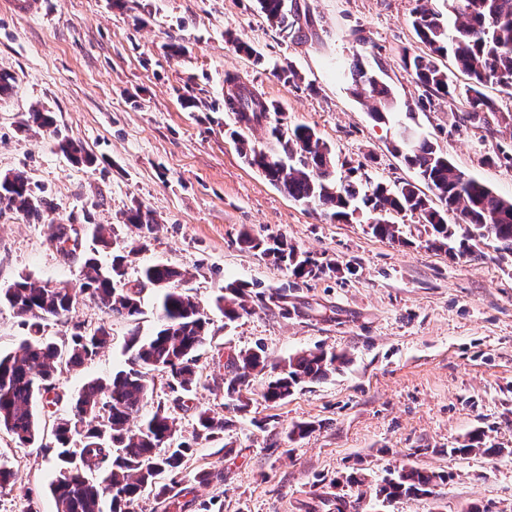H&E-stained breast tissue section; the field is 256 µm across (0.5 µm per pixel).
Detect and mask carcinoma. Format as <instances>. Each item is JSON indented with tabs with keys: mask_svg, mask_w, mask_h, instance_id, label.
Segmentation results:
<instances>
[{
	"mask_svg": "<svg viewBox=\"0 0 512 512\" xmlns=\"http://www.w3.org/2000/svg\"><path fill=\"white\" fill-rule=\"evenodd\" d=\"M257 2L261 12L281 31L286 33L299 23V9L289 8L288 0ZM448 11L454 16L451 36L432 0H416L412 25L429 53L406 55L404 63L429 102L434 97L451 96L457 90L451 75L438 64L439 58L452 55L457 70L468 79L465 97L469 117L479 120L485 112L499 111L483 92L487 83L512 88V0H448ZM349 73L352 93L369 95L376 102L371 111L373 118L386 120L392 103L389 87L358 63ZM224 83V107L235 115L236 123L250 128L262 124L269 113L277 111L274 104L256 94L238 76L228 74ZM271 136L277 142V150L257 149L241 138V153L272 184L308 207L339 221H349L359 210L355 205L359 199L372 212L386 207L390 212L419 214L434 232L430 245L435 249L448 247V241L456 237L458 253L472 256L483 240L492 238L501 244V250L512 254V199L500 197L484 183L466 176L424 138L401 142L402 154L404 161L435 192L442 204L440 208L412 183L394 188L378 183L370 193L358 197L353 182L332 177L334 156L308 126L291 130L274 126ZM0 209L15 210L39 220L51 205L18 172L0 179ZM450 211L456 213L459 223L448 224ZM128 220L147 234L156 228L151 214L139 209ZM370 228L377 237L400 240L398 224L378 218ZM50 230L64 256L76 255L77 245L67 248L71 236L66 225L52 224ZM95 240L104 248H112V261L103 266L97 258L86 257L79 287L42 286L24 278L0 291V303L9 304L25 323L37 330L50 318L68 315L83 295L109 315L135 318L143 313L142 289L153 288L158 293L159 326L155 334L148 338L132 335L125 345L127 368L106 379L88 382L75 399L71 413L53 425L54 443L49 450L57 465L51 483L55 512H103L105 495L110 497V512H132L133 503L147 488L157 500L170 505L176 497L177 481L161 483L159 477L178 476L192 445L177 437L174 421L162 406L137 424L132 426L130 422L138 417L153 394L147 378L150 372L166 373L168 386L174 392L189 393L196 389V351L206 340L207 318L188 294L184 274L169 264L143 267L136 290L120 288L134 249L111 247L113 229L104 225L96 227ZM241 243L285 264L296 279L336 270L330 263L320 264L297 252L280 238L264 242L246 236ZM224 290L216 305L224 312V318L233 321L248 311L249 293L237 283L227 284ZM111 341L110 329L103 324L90 330L77 325L70 339L60 345L42 336H32L16 352L0 355V430L12 434L23 446L39 440L37 404L53 403L51 393L59 383L58 368L93 360ZM337 361L339 357L323 350L292 357L269 381L264 397L272 402L284 400L301 384L326 378L336 370ZM224 368L225 392L239 401L251 373L265 368V357L257 351L230 353ZM198 422L207 439H218L224 432V420L207 411L200 412ZM165 444L167 450L159 453L158 448ZM102 463V480L86 475V468ZM442 480L444 477L434 472L403 467L379 487L378 494L387 501L401 496L430 495Z\"/></svg>",
	"mask_w": 512,
	"mask_h": 512,
	"instance_id": "carcinoma-1",
	"label": "carcinoma"
}]
</instances>
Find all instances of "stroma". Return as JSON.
Wrapping results in <instances>:
<instances>
[{
	"label": "stroma",
	"mask_w": 512,
	"mask_h": 512,
	"mask_svg": "<svg viewBox=\"0 0 512 512\" xmlns=\"http://www.w3.org/2000/svg\"><path fill=\"white\" fill-rule=\"evenodd\" d=\"M313 28L287 36L256 0H42V15L0 11V74L11 91L0 98V178L21 172L53 205L39 221L0 211V289L26 277L39 285L78 286L81 261L64 258L50 224L75 229L80 251L93 229L112 225L137 252L125 283L142 266L163 262L189 271V292L209 319L197 351L199 385L174 393L168 376L149 375L152 397L141 410L165 407L180 439L193 442L181 473V512H324L321 498L341 496L352 512H512V256L496 241L473 257L432 248L418 216L402 213L404 242L376 237L364 214L339 223L288 196L238 150L232 113L224 109L226 74L234 73L292 128L315 129L338 162L337 176L400 185L418 182L396 150L409 128L467 176L512 199V91L490 83L499 113L467 119L460 91L422 103V88L403 58L427 48L412 27L415 0H299ZM252 47L236 51L234 41ZM181 46L182 54L171 51ZM381 66L394 107L387 121L373 102L352 94L354 60ZM293 66L298 81L280 70ZM49 113L41 128L32 110ZM79 141L77 163L57 147ZM157 222L149 239L128 222L131 210ZM278 237L336 272L293 280L290 270L241 234ZM257 285L248 311L226 321L214 306L227 283ZM154 289L142 293V315L111 316L79 299L65 317L43 322L54 340L76 324L106 325L110 348L64 371L54 406L39 410L44 434L69 415L73 398L94 377L123 367L131 333L156 328ZM263 347L266 366L242 391L246 411L224 393L229 352ZM322 349L344 364L287 399L264 388L288 357ZM224 421L221 438L199 436L201 411ZM309 435H296L298 426ZM497 455L461 453L474 433ZM0 465L12 472L0 488V512H54L50 454L0 431ZM445 475L433 494L376 497L374 488L401 466ZM212 472L210 482L194 477ZM365 475L363 485L347 483Z\"/></svg>",
	"instance_id": "obj_1"
}]
</instances>
